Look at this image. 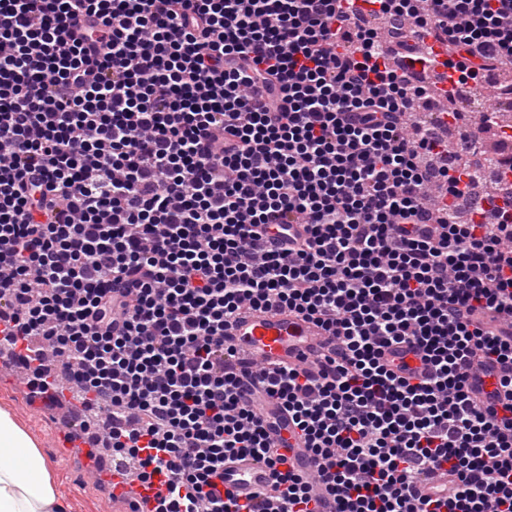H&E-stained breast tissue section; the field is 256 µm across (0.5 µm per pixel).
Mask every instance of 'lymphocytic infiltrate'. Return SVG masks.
Instances as JSON below:
<instances>
[{
    "label": "lymphocytic infiltrate",
    "instance_id": "1",
    "mask_svg": "<svg viewBox=\"0 0 512 512\" xmlns=\"http://www.w3.org/2000/svg\"><path fill=\"white\" fill-rule=\"evenodd\" d=\"M366 15L465 82L512 62V0H0V348L105 404L94 441L143 485L168 463L151 512H309L317 484L335 512H512V216L427 203L448 142L408 132L428 91ZM282 308L335 338L317 376L237 372L226 327ZM495 366L497 406L470 394ZM237 455L274 472L247 506ZM275 435L288 439V448H282L281 452L293 462L295 468L301 472H312L314 469L313 457L309 454L303 439L292 427L286 428V422L280 421L279 426L273 430Z\"/></svg>",
    "mask_w": 512,
    "mask_h": 512
}]
</instances>
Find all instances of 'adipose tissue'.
Instances as JSON below:
<instances>
[{
  "mask_svg": "<svg viewBox=\"0 0 512 512\" xmlns=\"http://www.w3.org/2000/svg\"><path fill=\"white\" fill-rule=\"evenodd\" d=\"M56 471L42 448L0 409V512H60Z\"/></svg>",
  "mask_w": 512,
  "mask_h": 512,
  "instance_id": "1",
  "label": "adipose tissue"
}]
</instances>
